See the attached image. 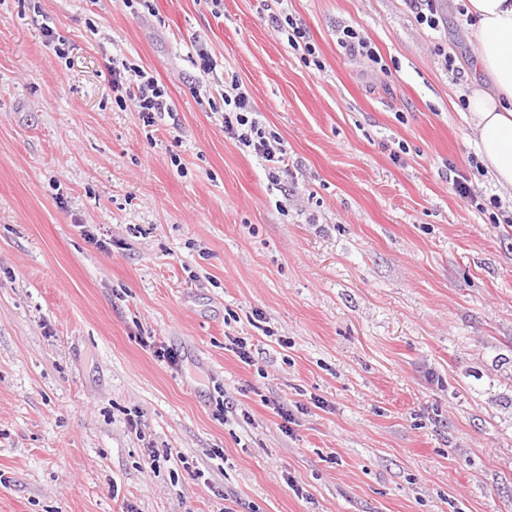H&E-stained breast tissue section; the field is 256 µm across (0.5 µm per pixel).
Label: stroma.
<instances>
[{
    "label": "stroma",
    "instance_id": "stroma-1",
    "mask_svg": "<svg viewBox=\"0 0 512 512\" xmlns=\"http://www.w3.org/2000/svg\"><path fill=\"white\" fill-rule=\"evenodd\" d=\"M438 9L433 31L405 0H0V512H512V224L453 174L512 191L471 173L475 45ZM116 61L173 116L119 107ZM231 78L281 184L201 102ZM272 24H275V27H277V30H281L286 34L287 38V44L293 48L294 50L302 49L304 52L303 60L305 61V64L310 65V60L307 56L312 57V62L314 66H319L320 61L317 60V57H315V47L313 44H311L308 40L307 32L303 25L300 23L298 24L292 17L285 16L284 24L282 23L281 19L278 16L272 17ZM307 55V56H306ZM337 43L351 55L367 57L368 60L375 64L381 61L371 42L351 27H344L340 30ZM122 66L129 74L126 76L123 73L121 76L120 68L112 67V88L117 92H123L124 89L125 96L134 103V112H137L144 126H157L166 112L169 116L173 112L165 86L159 85L157 79L144 69L128 68L124 63ZM125 96H116L119 106L126 103ZM471 182L472 179L468 175H459V177L453 181V189L471 208H474L478 212L485 214L489 210H497L498 213H490V223L501 224L500 215L503 224H511L512 212L510 216L505 214L506 211L502 210V205L497 197L493 195L486 196L482 191H477L474 186L470 184Z\"/></svg>",
    "mask_w": 512,
    "mask_h": 512
}]
</instances>
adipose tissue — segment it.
<instances>
[{
	"label": "adipose tissue",
	"instance_id": "adipose-tissue-1",
	"mask_svg": "<svg viewBox=\"0 0 512 512\" xmlns=\"http://www.w3.org/2000/svg\"><path fill=\"white\" fill-rule=\"evenodd\" d=\"M476 52L466 120L490 178L512 190V0H461Z\"/></svg>",
	"mask_w": 512,
	"mask_h": 512
}]
</instances>
